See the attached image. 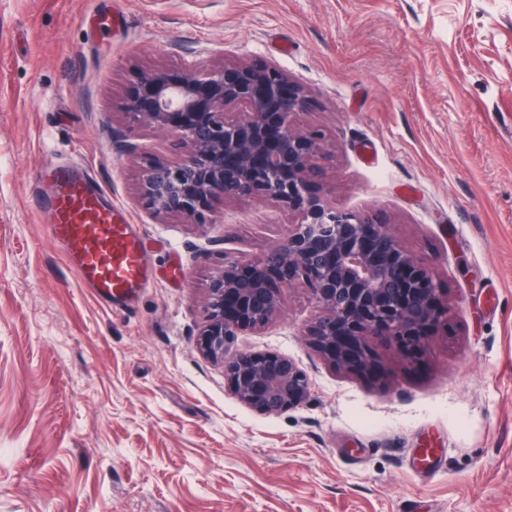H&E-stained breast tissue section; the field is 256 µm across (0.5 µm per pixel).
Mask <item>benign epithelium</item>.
Segmentation results:
<instances>
[{"instance_id": "obj_1", "label": "benign epithelium", "mask_w": 512, "mask_h": 512, "mask_svg": "<svg viewBox=\"0 0 512 512\" xmlns=\"http://www.w3.org/2000/svg\"><path fill=\"white\" fill-rule=\"evenodd\" d=\"M308 92L271 64L221 62L146 70L124 100L130 127L163 132L177 154L145 159L136 193L155 218L211 223L214 203L261 198L299 216L280 245L251 262L224 256L209 276L196 348L224 367V384L266 415L297 408L309 383L296 361L234 347L282 312L280 289H307L320 308L313 347L344 371L373 362L369 341L413 353L448 314L432 270L387 229L381 213L325 201L321 130L303 128Z\"/></svg>"}]
</instances>
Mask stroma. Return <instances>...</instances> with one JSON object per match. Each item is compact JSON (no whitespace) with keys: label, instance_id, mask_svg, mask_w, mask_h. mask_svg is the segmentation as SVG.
<instances>
[{"label":"stroma","instance_id":"35a3bbf8","mask_svg":"<svg viewBox=\"0 0 512 512\" xmlns=\"http://www.w3.org/2000/svg\"><path fill=\"white\" fill-rule=\"evenodd\" d=\"M266 62L313 100L326 200L381 212L448 319L368 370L325 360L301 287L235 345L292 357L310 394L263 415L196 349L210 273L298 218L216 202L153 219L118 155L144 70ZM83 164L136 224L131 304L83 288L32 199ZM0 512H512V0H0Z\"/></svg>","mask_w":512,"mask_h":512}]
</instances>
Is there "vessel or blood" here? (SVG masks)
Segmentation results:
<instances>
[{"instance_id": "1", "label": "vessel or blood", "mask_w": 512, "mask_h": 512, "mask_svg": "<svg viewBox=\"0 0 512 512\" xmlns=\"http://www.w3.org/2000/svg\"><path fill=\"white\" fill-rule=\"evenodd\" d=\"M37 199L48 233L99 302L129 295L148 280L141 239L104 187L80 169L49 164L39 172Z\"/></svg>"}]
</instances>
